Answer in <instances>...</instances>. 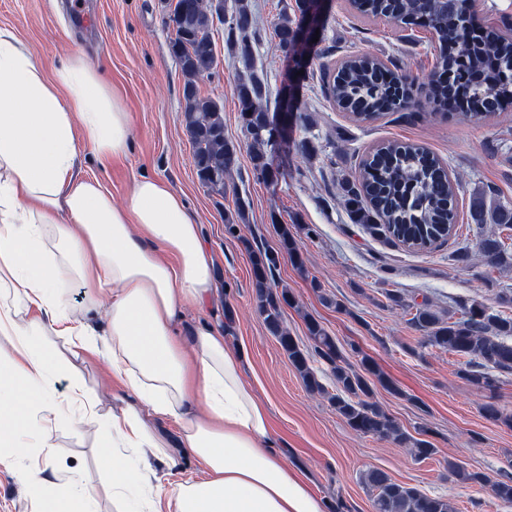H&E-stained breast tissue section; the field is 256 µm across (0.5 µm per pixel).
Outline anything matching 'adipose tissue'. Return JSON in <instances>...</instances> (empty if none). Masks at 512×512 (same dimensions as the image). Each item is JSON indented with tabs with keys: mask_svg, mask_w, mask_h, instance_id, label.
I'll return each mask as SVG.
<instances>
[{
	"mask_svg": "<svg viewBox=\"0 0 512 512\" xmlns=\"http://www.w3.org/2000/svg\"><path fill=\"white\" fill-rule=\"evenodd\" d=\"M131 118L81 55L46 76L31 50L0 28V465L21 456L37 410L85 407L104 425L117 454L109 461L115 512H324L305 477L272 442L270 405L243 375L245 349L216 328L184 345L185 307H203L216 284L215 258L181 197L160 179L135 181L118 206L95 179H76V144L100 160L125 154ZM87 290L81 311L61 286ZM111 294L100 308L98 298ZM103 313L104 338L87 321ZM63 337L65 352L41 347ZM106 358L126 395L98 414L79 377L86 355ZM71 385L57 400L51 372ZM173 420L199 476L156 491L154 462L173 464L152 419ZM24 480L39 512H98L89 487L62 493L39 469Z\"/></svg>",
	"mask_w": 512,
	"mask_h": 512,
	"instance_id": "ef3b65f1",
	"label": "adipose tissue"
}]
</instances>
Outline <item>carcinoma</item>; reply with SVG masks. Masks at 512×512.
<instances>
[{"instance_id": "cac0c4a2", "label": "carcinoma", "mask_w": 512, "mask_h": 512, "mask_svg": "<svg viewBox=\"0 0 512 512\" xmlns=\"http://www.w3.org/2000/svg\"><path fill=\"white\" fill-rule=\"evenodd\" d=\"M356 14L374 21L384 20L413 28L419 24L434 31L438 45V70L429 81L430 98L444 103L448 96L467 90L472 75H483L480 83L490 111L472 112L478 121L512 108V77L503 76L512 63V34L486 26L471 12L460 18L463 9L451 13L441 0H349ZM308 10V0H294L290 10L283 11L275 26L277 47H294L289 61L295 67L310 62L311 49L297 42L299 18ZM224 25L226 41L232 52L245 61L251 60L258 43L256 22L249 0H234L231 11L219 15L210 0H177L174 16L166 25L172 28L169 50L185 77L183 96L185 132L193 148L194 167L200 184L210 193L224 196V180L237 163V150L224 134V112L221 103L200 92L197 80L214 79L219 72L212 66L216 60L213 42L214 21ZM480 30L467 40L463 23ZM405 76L390 69L382 60L351 54L342 58L332 74L323 82L328 102L356 122L370 124L390 112L407 111L415 101L397 95V86ZM269 86L263 71L253 67L239 73L236 98L240 122L251 140V166L259 180L268 179L269 155L275 132L288 128L293 107L281 114L280 127L272 126L274 113L267 106ZM458 185L448 174L446 165L426 148L416 144L384 143L374 148L363 160L358 175L342 178L338 192L356 224L372 234L409 250L424 251L442 245L456 235L458 213L455 206ZM469 216L480 230L478 248L493 266L512 265V251L501 233L512 230V202H491L480 195L472 196ZM281 250L295 265H302L296 241L286 224L279 225ZM278 253L257 252L252 258V278L257 292L258 308L269 332L275 336L291 365L302 377L308 390L322 393L316 371L310 365L307 349L288 332L282 317V305L291 302L287 290H274L269 275L277 265ZM389 301L413 313V322L425 333V342L470 358L473 369L466 373L477 387L492 391L497 386V373L512 370V318L489 311L474 302L465 308L458 320H445L427 305L414 307L399 295H387ZM308 337L317 355L329 363L336 383L330 396L336 411L347 425L359 434L391 438L412 448L415 457L426 459L436 452L432 443L415 439L402 431L396 421L380 406L365 397L377 383L395 392L397 387L368 357L361 358V369L346 362L336 338L319 322L307 321ZM451 473L461 484H482L486 476L455 465ZM364 483L372 492L374 512H455L445 496H431L392 480L380 470H369ZM495 497L504 505H512V479L493 485Z\"/></svg>"}]
</instances>
